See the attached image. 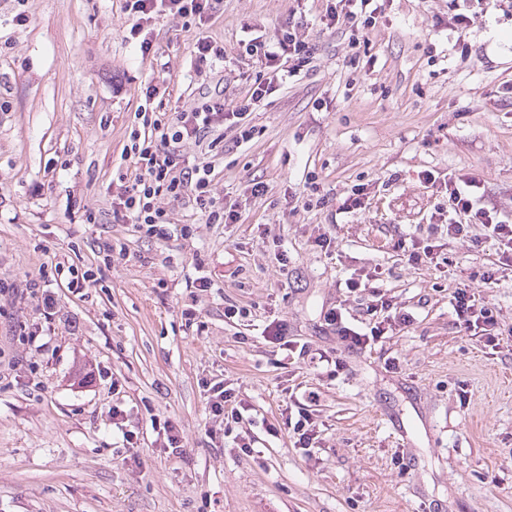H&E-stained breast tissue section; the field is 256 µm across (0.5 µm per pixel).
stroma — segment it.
Masks as SVG:
<instances>
[{
    "mask_svg": "<svg viewBox=\"0 0 512 512\" xmlns=\"http://www.w3.org/2000/svg\"><path fill=\"white\" fill-rule=\"evenodd\" d=\"M223 5L201 28L160 18L145 57L122 0H0V279H42L56 299L48 324L39 298L0 297V512H512V350L460 329L449 303L469 288L505 344L512 268L481 225L461 239L432 231L446 195L422 179L476 180L482 205L512 219V0L460 34L451 0H387L356 53L320 24L326 0ZM290 23L314 67L252 107L253 139L228 129L218 153L174 147L212 162L215 201L240 223L172 202L192 235L164 242L114 219L143 89L156 85L166 110L189 104L206 80L203 33L224 48L234 110L262 69L244 41ZM360 185L364 208L344 210ZM100 237L126 258L68 288L71 269L98 266ZM428 242L436 260L409 263ZM354 273L414 317L360 353L324 320L342 303L368 326L369 292H345ZM228 305L246 317L225 319ZM276 318L307 358L267 341ZM19 323L39 327L35 343L14 339ZM218 381L247 407L250 451L210 410ZM293 394L320 430L306 450L287 422Z\"/></svg>",
    "mask_w": 512,
    "mask_h": 512,
    "instance_id": "obj_1",
    "label": "stroma"
}]
</instances>
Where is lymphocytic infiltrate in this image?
I'll return each instance as SVG.
<instances>
[{
    "label": "lymphocytic infiltrate",
    "instance_id": "obj_1",
    "mask_svg": "<svg viewBox=\"0 0 512 512\" xmlns=\"http://www.w3.org/2000/svg\"><path fill=\"white\" fill-rule=\"evenodd\" d=\"M125 11L131 16L129 38L138 40L142 55L152 50L150 31L156 20L175 16L186 24H207L220 9L222 0H124ZM384 11L382 0H331L320 21L328 27L338 25L349 29L351 48H359L361 34L374 27ZM246 51L264 66V78L255 81L247 104L225 111L222 94L200 92L190 107L173 112H160L153 106L156 86L145 89V102L137 110V126L132 129L124 152L133 162V170L118 176L112 193L114 218L133 224L144 238L166 240L172 230L167 202L192 199L210 224H236L240 214L235 207L216 206L213 197L212 167L200 162L186 166L177 161L169 144L191 141L217 149L224 140L225 128L236 130L239 141L249 142L253 128L247 121L252 104L272 94L284 79L297 76L313 62V51L307 36L295 29L281 31L276 39L255 37L248 41ZM476 181L448 183V237H464L470 225H482L488 239L497 243L505 260H512V223L498 219L494 212L481 205L476 195ZM370 315H382L369 332L347 326L343 310L331 308L325 319L344 348L351 352L366 350L371 342L381 338L387 327L411 323L409 313L398 310L380 292H373L367 307Z\"/></svg>",
    "mask_w": 512,
    "mask_h": 512
}]
</instances>
